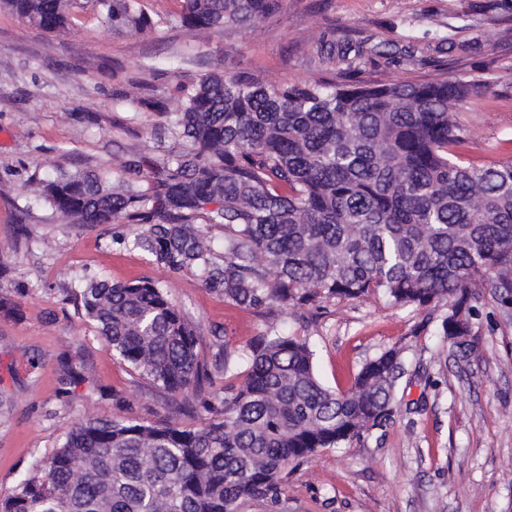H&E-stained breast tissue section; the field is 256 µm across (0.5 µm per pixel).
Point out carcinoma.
Wrapping results in <instances>:
<instances>
[{"label": "carcinoma", "mask_w": 512, "mask_h": 512, "mask_svg": "<svg viewBox=\"0 0 512 512\" xmlns=\"http://www.w3.org/2000/svg\"><path fill=\"white\" fill-rule=\"evenodd\" d=\"M112 29L222 30L274 18L284 0H180L176 15L141 0H87ZM74 0H0L46 32L67 27ZM363 45L344 43L338 71L272 84L222 69L136 101L179 150L123 165L132 180L58 171L35 192L68 224H129L126 244L190 274L238 306L313 310L332 299L383 298L439 314L452 354L476 351L480 290L512 305V161L463 166L471 136L457 119L485 80L384 83L361 72ZM224 229L221 244L207 229ZM74 295L97 335L138 378L185 399L204 396L200 426L172 418H92L64 432L0 496V512H243L257 501L287 512L288 465L361 440L397 406L401 350L366 361L347 390L317 378L305 336L274 326L240 353L199 360L198 327L158 282L83 276ZM57 391L84 381L67 362Z\"/></svg>", "instance_id": "obj_1"}]
</instances>
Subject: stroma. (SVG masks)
Listing matches in <instances>:
<instances>
[{
  "label": "stroma",
  "instance_id": "stroma-1",
  "mask_svg": "<svg viewBox=\"0 0 512 512\" xmlns=\"http://www.w3.org/2000/svg\"><path fill=\"white\" fill-rule=\"evenodd\" d=\"M362 42L365 76L387 82L483 76L486 94L458 114L473 138L464 164L512 160V0H286L280 17L223 32L113 30L89 6L47 33L0 10V494L58 437L92 417L178 415L179 399L152 390L115 359L67 290L85 273L160 282L198 328L201 359L217 340L244 350L268 325L308 337L330 388L350 386L362 363L399 348L406 373L387 426L304 459L286 483L288 512H512V316L484 295L476 353L457 360L439 322L365 296L328 302L318 318L257 314L113 243L108 225L66 224L32 183L58 168L117 176L129 150L151 152L155 114L119 104L176 82L169 61L186 49L196 77L223 67L271 83L324 75V44ZM156 70L143 72V60ZM81 361L92 397L58 401L62 356Z\"/></svg>",
  "mask_w": 512,
  "mask_h": 512
}]
</instances>
